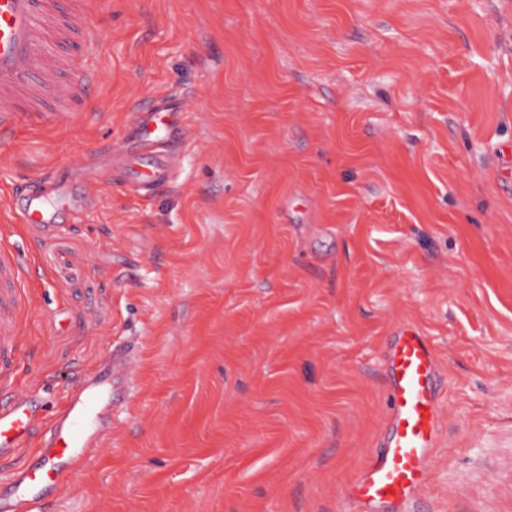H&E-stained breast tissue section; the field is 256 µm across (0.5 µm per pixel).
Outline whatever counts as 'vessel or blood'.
<instances>
[{
    "instance_id": "b4317fda",
    "label": "vessel or blood",
    "mask_w": 512,
    "mask_h": 512,
    "mask_svg": "<svg viewBox=\"0 0 512 512\" xmlns=\"http://www.w3.org/2000/svg\"><path fill=\"white\" fill-rule=\"evenodd\" d=\"M99 2L78 0L63 14L57 0H0L1 143L19 134L23 115L52 118L49 100L86 95L94 89L97 77L88 68L75 83L59 81L55 48L78 38L93 41V13ZM169 115V110L160 109L141 121L140 142L151 163L145 167L130 162L124 183L134 193H151L168 181ZM55 210V205L30 192L24 204L12 207L11 212L15 223L50 225ZM19 320V308L0 300V456L13 454L43 436L39 461L19 469L8 483L9 512H38L45 495L70 478L69 464L100 447L108 426L96 418L98 403L114 379L131 375L136 357L127 348L113 350L111 372L81 377L43 433L32 402L15 388L19 338L14 328ZM386 375L391 398L387 431L354 482L351 499L356 512H374L381 505L401 512L425 486L438 440L436 361L426 337L415 328H403L394 336Z\"/></svg>"
}]
</instances>
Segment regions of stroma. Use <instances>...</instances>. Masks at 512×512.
I'll return each instance as SVG.
<instances>
[{
    "label": "stroma",
    "mask_w": 512,
    "mask_h": 512,
    "mask_svg": "<svg viewBox=\"0 0 512 512\" xmlns=\"http://www.w3.org/2000/svg\"><path fill=\"white\" fill-rule=\"evenodd\" d=\"M70 121L0 145V250L32 269L19 388L50 422L135 347L111 430L41 512H353L401 325L439 438L413 512H512V0H104ZM182 101L171 186L138 152ZM44 175L57 226L6 223ZM171 109H160L141 120L140 142L152 163L148 167L140 161H132L127 167L124 183L137 194H148L168 182L170 162L166 153V140L169 134Z\"/></svg>",
    "instance_id": "1"
}]
</instances>
